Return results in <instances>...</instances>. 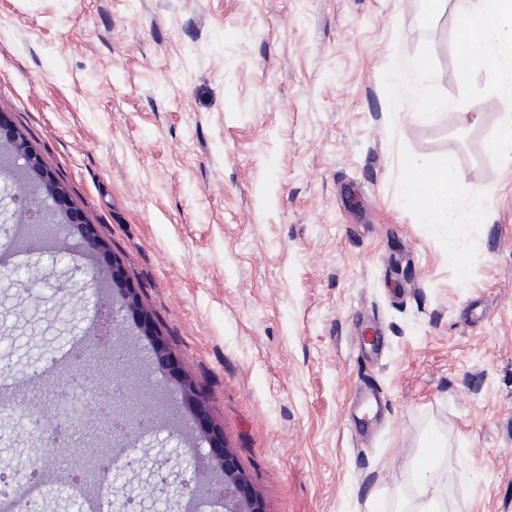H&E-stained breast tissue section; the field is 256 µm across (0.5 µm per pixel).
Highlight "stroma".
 Here are the masks:
<instances>
[{
  "label": "stroma",
  "mask_w": 512,
  "mask_h": 512,
  "mask_svg": "<svg viewBox=\"0 0 512 512\" xmlns=\"http://www.w3.org/2000/svg\"><path fill=\"white\" fill-rule=\"evenodd\" d=\"M451 0H0V152L24 138L65 191L75 225L39 257L27 291L0 286V405L23 396L54 422L123 383L153 433L135 448L73 435L38 512L90 507L70 451L98 449L140 512H217L155 474L210 471L178 385L189 378L264 512H403L430 439L447 512H512V165L491 150L497 111L419 120L392 81L428 60L440 95L484 98L462 72ZM460 140L464 191L491 220L465 233L403 201L410 165ZM107 305L134 287L179 355L155 360L139 315L118 310L120 363L75 364L94 334L77 261L109 267ZM380 338L362 350L365 330ZM54 385H46L42 370Z\"/></svg>",
  "instance_id": "obj_1"
}]
</instances>
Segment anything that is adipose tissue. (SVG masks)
<instances>
[{
  "label": "adipose tissue",
  "instance_id": "adipose-tissue-1",
  "mask_svg": "<svg viewBox=\"0 0 512 512\" xmlns=\"http://www.w3.org/2000/svg\"><path fill=\"white\" fill-rule=\"evenodd\" d=\"M455 11L462 63L487 77V99L499 109L494 147L503 162L512 164V0H456ZM403 199L426 223L451 220L462 231L490 217L485 194L461 191L450 157L431 172L411 168Z\"/></svg>",
  "mask_w": 512,
  "mask_h": 512
}]
</instances>
